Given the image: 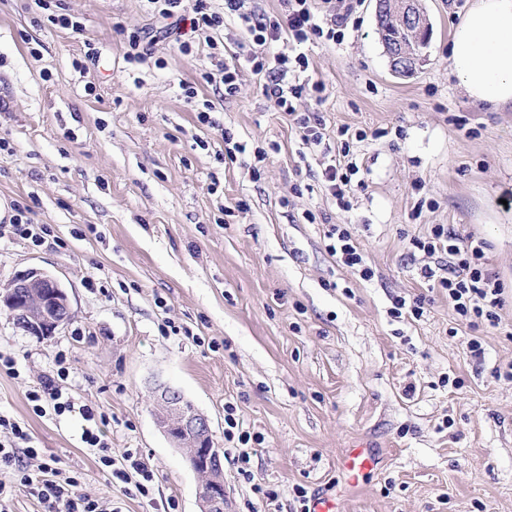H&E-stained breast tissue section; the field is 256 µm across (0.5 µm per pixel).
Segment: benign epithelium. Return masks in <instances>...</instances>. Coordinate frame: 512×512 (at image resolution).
<instances>
[{"mask_svg": "<svg viewBox=\"0 0 512 512\" xmlns=\"http://www.w3.org/2000/svg\"><path fill=\"white\" fill-rule=\"evenodd\" d=\"M390 10L377 11L389 29L406 32L410 38L385 43L391 67L416 70L424 59L430 23L421 0H388ZM0 303L11 305L10 320L33 336H52L71 319L68 295L54 275L39 269L17 274L0 289ZM157 425L175 448L180 450L192 470L200 477V512H229L224 485L223 459L214 447L208 418L186 406L181 393L162 387L157 397Z\"/></svg>", "mask_w": 512, "mask_h": 512, "instance_id": "obj_1", "label": "benign epithelium"}]
</instances>
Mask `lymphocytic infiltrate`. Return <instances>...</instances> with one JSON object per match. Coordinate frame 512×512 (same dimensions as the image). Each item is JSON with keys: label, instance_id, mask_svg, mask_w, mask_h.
Here are the masks:
<instances>
[{"label": "lymphocytic infiltrate", "instance_id": "f902f5d3", "mask_svg": "<svg viewBox=\"0 0 512 512\" xmlns=\"http://www.w3.org/2000/svg\"><path fill=\"white\" fill-rule=\"evenodd\" d=\"M151 14L166 22L171 33L189 29L190 38L179 43L183 54L192 51L193 37H201L209 49H217V34L224 25L225 15L238 18L249 41L241 45L240 57L222 63L219 82L225 95H233L241 80L243 70L260 76L264 96L281 112L292 118L299 131L303 145L315 152L324 147L326 124L321 113L302 112L297 103L303 97L321 94L324 85L305 79L309 61L304 54L268 56V44L288 40L297 44L310 39H324L338 42L344 37L352 17L361 0H346L336 5L335 0H283L286 9L277 16H269L247 7V0H224L223 13L210 10L207 0H196L192 16H185L183 0H146ZM341 146L337 154L323 163L322 178L329 195L335 199L341 210H349L348 186L359 167L350 157L349 129L342 126L337 130ZM325 236L330 241L329 250L344 265L360 268L364 278H371L372 271L365 265V256L359 247L349 225L333 224ZM414 249L432 255L448 253L453 259L447 272H439L430 266H423L421 274L433 287L445 291L453 311L464 320L483 319L490 325H497L498 312L503 306V287L498 276L486 264L483 240L472 236L463 237L444 224L432 227L428 237L412 239ZM55 370L45 374L38 386L27 393L32 413L43 417H57L69 414L79 416L84 425L81 441L95 450L99 463L109 468L113 477L128 480L130 474H138L142 481L137 489L141 495H148V484L152 474L138 453L125 451L121 458H113L112 444L104 432L110 422L100 407L77 402L64 385L70 376V369L64 355H56ZM40 455L33 444V437L25 424L5 412H0V472L7 471L13 476L12 482L0 480V512H11L10 503L14 486L28 488L43 506V512H112L111 499L97 496L83 488L81 472L42 464L40 474H31L28 463Z\"/></svg>", "mask_w": 512, "mask_h": 512}]
</instances>
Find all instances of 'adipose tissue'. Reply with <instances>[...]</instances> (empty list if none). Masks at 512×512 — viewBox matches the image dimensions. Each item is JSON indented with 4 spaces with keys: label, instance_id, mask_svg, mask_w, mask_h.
Listing matches in <instances>:
<instances>
[{
    "label": "adipose tissue",
    "instance_id": "adipose-tissue-1",
    "mask_svg": "<svg viewBox=\"0 0 512 512\" xmlns=\"http://www.w3.org/2000/svg\"><path fill=\"white\" fill-rule=\"evenodd\" d=\"M449 61L473 102L512 106V0H473L453 31Z\"/></svg>",
    "mask_w": 512,
    "mask_h": 512
}]
</instances>
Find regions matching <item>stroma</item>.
I'll use <instances>...</instances> for the list:
<instances>
[{
    "instance_id": "35a3bbf8",
    "label": "stroma",
    "mask_w": 512,
    "mask_h": 512,
    "mask_svg": "<svg viewBox=\"0 0 512 512\" xmlns=\"http://www.w3.org/2000/svg\"><path fill=\"white\" fill-rule=\"evenodd\" d=\"M470 2L422 0L433 31L409 78L390 69L375 0L342 41L269 46L308 58L325 90L302 106L328 136L366 133L351 145L360 171L345 212L259 77L243 70L224 95L203 79L217 64L207 46L181 53L141 0H0V221L19 205L62 240L0 242V286L39 268L72 309L45 338L0 312V352L20 370L0 374V410L26 424L43 461L81 472L114 512H164L171 499L199 512L201 480L156 425L165 385L210 419L231 512H297L300 487L342 512H512V380L499 374L512 364V108L474 103L449 73ZM137 29L155 40L132 66L122 33ZM228 135L248 147L232 163ZM258 146L270 154L256 174ZM423 197L434 205L416 211ZM330 223L350 226L371 279L331 255ZM436 224L486 242L503 285L497 326H469L422 278L423 264L448 262L411 249ZM398 296L422 299V317H392ZM166 321L179 333L162 334ZM59 352L70 394L109 414L113 457L137 451L152 471L150 497L101 467L79 417L31 412L26 395ZM229 414L252 436L245 475L224 438ZM356 444L377 466L355 481L339 460Z\"/></svg>"
}]
</instances>
